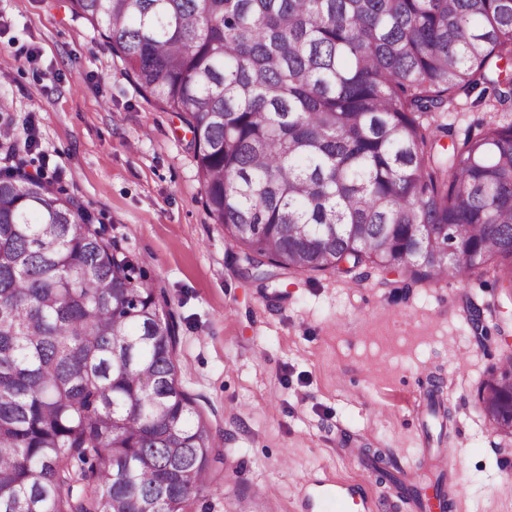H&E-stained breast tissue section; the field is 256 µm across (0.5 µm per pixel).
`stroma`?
Instances as JSON below:
<instances>
[{
    "instance_id": "stroma-1",
    "label": "stroma",
    "mask_w": 512,
    "mask_h": 512,
    "mask_svg": "<svg viewBox=\"0 0 512 512\" xmlns=\"http://www.w3.org/2000/svg\"><path fill=\"white\" fill-rule=\"evenodd\" d=\"M0 97L33 167L76 195L143 266L178 324L180 384L224 449L194 512H304L314 479L364 488L374 512H410L350 447L391 451L396 476L458 452L449 512H512V437L485 419L479 389L512 353V291L479 269L413 282L371 266L244 279L202 205L191 134L135 82L65 0H0ZM492 91H461L433 125L441 145L512 122ZM449 418L424 413L430 377Z\"/></svg>"
}]
</instances>
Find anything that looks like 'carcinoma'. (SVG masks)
Returning a JSON list of instances; mask_svg holds the SVG:
<instances>
[{
    "label": "carcinoma",
    "mask_w": 512,
    "mask_h": 512,
    "mask_svg": "<svg viewBox=\"0 0 512 512\" xmlns=\"http://www.w3.org/2000/svg\"><path fill=\"white\" fill-rule=\"evenodd\" d=\"M66 6L189 129L247 276L351 261L512 283V123L446 155L423 124L491 73L512 99V0ZM29 152L0 98V512H193L222 453L179 386L164 297ZM483 390L511 422L512 363Z\"/></svg>",
    "instance_id": "1"
}]
</instances>
